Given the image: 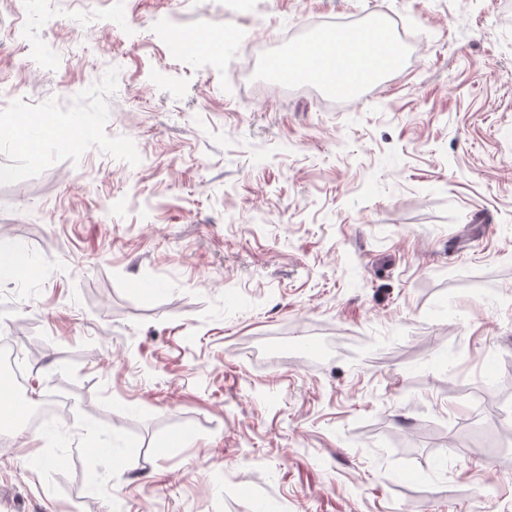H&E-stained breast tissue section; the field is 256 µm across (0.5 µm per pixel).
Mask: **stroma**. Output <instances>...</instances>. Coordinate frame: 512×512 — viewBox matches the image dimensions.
<instances>
[{
  "mask_svg": "<svg viewBox=\"0 0 512 512\" xmlns=\"http://www.w3.org/2000/svg\"><path fill=\"white\" fill-rule=\"evenodd\" d=\"M376 22L356 98L268 66ZM1 168L67 411L0 512H512V0H0Z\"/></svg>",
  "mask_w": 512,
  "mask_h": 512,
  "instance_id": "1",
  "label": "stroma"
}]
</instances>
